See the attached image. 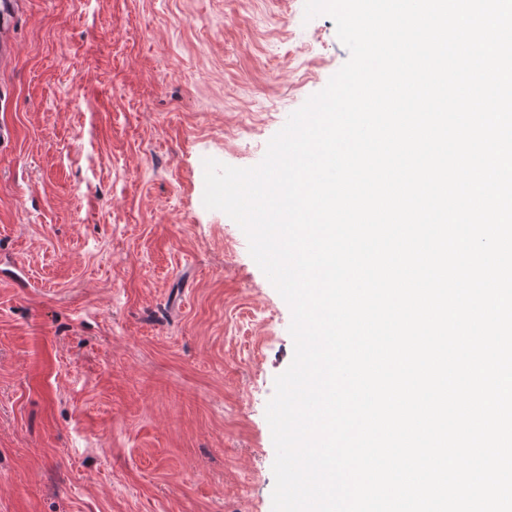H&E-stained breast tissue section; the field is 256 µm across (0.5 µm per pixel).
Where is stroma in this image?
Listing matches in <instances>:
<instances>
[{
    "mask_svg": "<svg viewBox=\"0 0 512 512\" xmlns=\"http://www.w3.org/2000/svg\"><path fill=\"white\" fill-rule=\"evenodd\" d=\"M304 0H22L0 55V512H272L291 310L204 161L347 61Z\"/></svg>",
    "mask_w": 512,
    "mask_h": 512,
    "instance_id": "stroma-1",
    "label": "stroma"
}]
</instances>
